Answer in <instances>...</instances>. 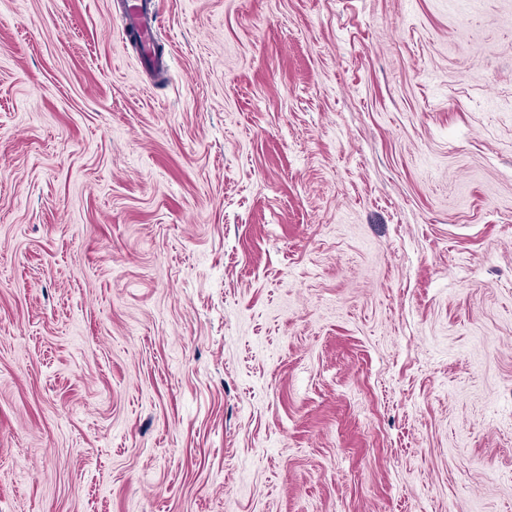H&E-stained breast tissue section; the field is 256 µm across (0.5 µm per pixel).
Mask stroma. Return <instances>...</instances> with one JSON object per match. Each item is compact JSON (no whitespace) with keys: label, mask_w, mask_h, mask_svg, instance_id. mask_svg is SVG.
<instances>
[{"label":"stroma","mask_w":512,"mask_h":512,"mask_svg":"<svg viewBox=\"0 0 512 512\" xmlns=\"http://www.w3.org/2000/svg\"><path fill=\"white\" fill-rule=\"evenodd\" d=\"M0 0V512H512V0Z\"/></svg>","instance_id":"1"}]
</instances>
